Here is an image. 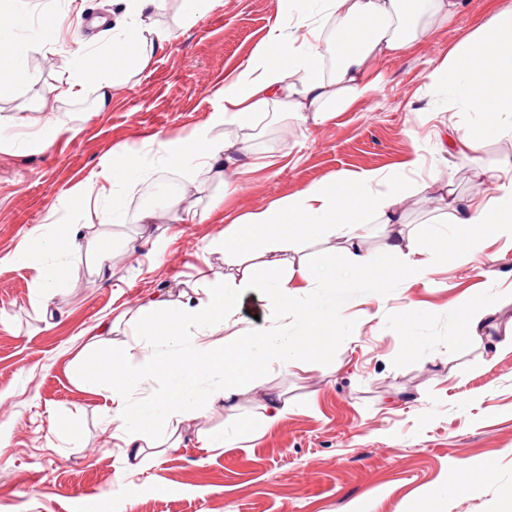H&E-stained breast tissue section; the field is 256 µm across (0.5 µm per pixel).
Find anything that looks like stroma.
<instances>
[{
  "instance_id": "stroma-1",
  "label": "stroma",
  "mask_w": 512,
  "mask_h": 512,
  "mask_svg": "<svg viewBox=\"0 0 512 512\" xmlns=\"http://www.w3.org/2000/svg\"><path fill=\"white\" fill-rule=\"evenodd\" d=\"M52 4L61 39L39 42V19L17 30L15 48L29 78L0 97V512H78L93 498L97 512H512V346L488 348L461 339L453 308L460 295L500 307L493 339L512 326V237L489 233L471 263H458L451 243H428L435 256L425 282L377 292L351 289L333 337L301 366L269 365L260 388L237 400L238 425L223 403L188 413L177 450L146 449L127 470L124 450L106 424L102 395L78 384L76 359L106 365L132 341L127 319L151 294L202 297L230 268L209 244L230 221L295 195L309 184L360 170L426 175L440 150L471 118L428 86L432 63L482 26L512 9V0H463L458 16L436 25L431 39L374 62L375 90L322 124L262 119L252 136L224 122L215 88L266 38L279 0H223L186 21L182 0L148 17L173 38L148 66L99 107L95 91L73 101L50 94L75 66L84 23L103 16L89 52L110 66L113 28L128 18L118 0H31ZM54 127L55 137L39 139ZM209 132L247 141L254 164L223 209L195 224H176L157 198L154 224H139L142 198L161 182L184 192V207L203 209L219 189L214 171L191 174L166 166L160 140ZM135 154L141 166L117 192L129 220L103 223L75 199L94 175ZM417 168H410L412 160ZM79 225L97 252L112 258L101 279L86 252L71 254L52 303L63 312L47 324L36 288L49 274L39 233ZM27 245V262L11 257ZM341 239L303 243L290 260L295 286L330 271ZM418 315L407 326L406 308ZM115 324L112 345L87 351L100 321ZM283 394L288 413L262 436L243 429L261 413L265 394ZM77 425L81 436L72 438ZM224 433L221 448L206 437ZM493 461L481 490L441 494L464 460Z\"/></svg>"
}]
</instances>
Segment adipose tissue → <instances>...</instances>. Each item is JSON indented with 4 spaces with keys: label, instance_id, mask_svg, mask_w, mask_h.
<instances>
[{
    "label": "adipose tissue",
    "instance_id": "1",
    "mask_svg": "<svg viewBox=\"0 0 512 512\" xmlns=\"http://www.w3.org/2000/svg\"><path fill=\"white\" fill-rule=\"evenodd\" d=\"M12 22L0 28V73L11 79L25 75L22 59L11 52L16 28L25 26L30 14L27 0H9ZM130 27L112 38V64L101 68L97 58L78 49L76 71L55 86L56 95L77 98L96 76L100 102L111 90L124 87L147 65L153 49L170 43L169 31L143 27L144 14L162 7L164 0H122ZM283 10L266 40L251 59L226 84L224 121L242 129L254 128L259 118L276 115L298 125L325 122L346 111L357 98L376 87L368 77L373 59L398 55L414 43L429 39L432 22H448L459 11L461 0H315V14H308L306 0H282ZM334 19L332 37H325L322 19ZM331 54L330 76L322 74L324 54ZM431 87L448 94L462 111L471 113L474 128L451 143L457 155L479 164L484 140L503 129H512V9L493 16L481 29L457 44L426 75ZM165 165L183 168L197 161L217 171L225 191L236 189L247 163L244 146L226 137L202 132L183 141H159ZM124 162L107 169L102 183L89 182L78 195L84 203L99 202L109 224H122L126 212L115 186L135 171ZM447 172L433 168L427 180L408 181L376 170L350 172L341 178L317 182L296 195L237 218L211 243L237 269L236 275L210 285L203 298L174 301L152 295L136 311L140 326L133 348L114 354L109 366L112 380L102 384L91 359L76 366L78 378L90 389L106 390L111 402L109 422L125 446V461L135 465L145 449H177L172 439L181 417L204 403L223 402L235 410L242 390L259 388L267 363L288 368L315 351L321 329L335 324L349 292L346 280L311 279L313 298L303 301L291 289L288 254L303 240L340 234L344 244L336 254L337 268L351 271L376 286L396 280H425L433 263L424 254V240L452 239L459 261L471 262L490 231L512 235V165L501 166L489 176L492 195L481 200L450 199L443 222L428 225L422 236L393 233L402 223V204L412 194L427 192ZM383 224L386 234L374 252L362 249L364 225ZM82 248L77 227L61 235L44 237V256L51 276L38 288L49 298L56 277L65 270L67 257ZM263 290L275 308L293 316L300 329L291 336L269 326L256 331L234 328L240 294ZM222 335L221 343L211 338ZM148 351L137 359L134 347ZM219 377L216 387L201 389L202 375ZM161 380L159 398L140 402L133 395L143 377Z\"/></svg>",
    "mask_w": 512,
    "mask_h": 512
}]
</instances>
